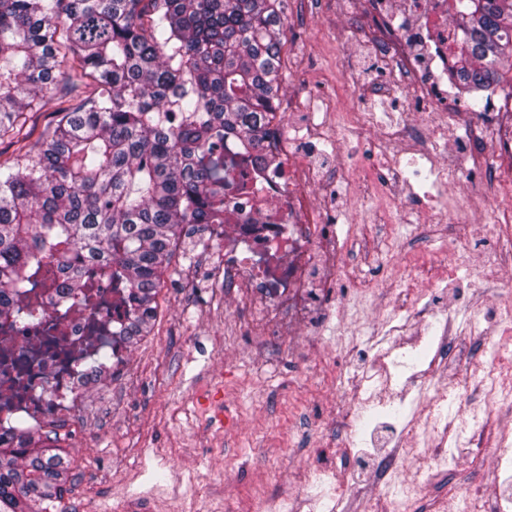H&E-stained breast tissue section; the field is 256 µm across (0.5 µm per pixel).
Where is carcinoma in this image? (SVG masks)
Masks as SVG:
<instances>
[{
    "mask_svg": "<svg viewBox=\"0 0 512 512\" xmlns=\"http://www.w3.org/2000/svg\"><path fill=\"white\" fill-rule=\"evenodd\" d=\"M284 0H0V319L56 265L128 291L131 344L148 335L185 224L224 223V144L257 155L274 133ZM451 77L485 92L512 72V0H465ZM80 77L87 95L66 87ZM54 119L29 142L26 113ZM56 440L0 442V512H68Z\"/></svg>",
    "mask_w": 512,
    "mask_h": 512,
    "instance_id": "cac0c4a2",
    "label": "carcinoma"
}]
</instances>
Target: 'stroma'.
<instances>
[{"instance_id":"1","label":"stroma","mask_w":512,"mask_h":512,"mask_svg":"<svg viewBox=\"0 0 512 512\" xmlns=\"http://www.w3.org/2000/svg\"><path fill=\"white\" fill-rule=\"evenodd\" d=\"M284 33L280 131L301 128L312 108L354 111L361 90L380 76L373 64L353 62L340 0H285ZM493 97L496 112H474L456 85L448 87V190L467 192L475 210L466 241L447 222L378 223L342 185L314 191L355 275L303 305L299 322L281 320L261 298L241 305L212 283L210 270L224 255L200 226L185 225L149 335L129 347L123 374L103 382L76 419L65 503L84 502L87 512H120L132 499L141 512H254L267 499L281 512H411L403 477L392 478L385 499L375 481L428 411L415 374L428 368L443 382L439 415L461 413L455 384L482 363L480 338L457 335L422 361H394L397 396L386 414L365 411L347 431L337 425L336 404L350 394L348 377L375 355L396 300H417L433 330L446 316L456 325L493 320V303L512 294V270L484 276L477 266L495 249L497 211L512 207V187L493 182L485 158L461 160L464 138L489 144L512 126V82ZM302 149L326 169L341 163L366 174L377 165L368 138L340 124ZM261 308L268 321L257 320ZM227 414L233 426L223 424ZM488 443L479 437L464 455L446 449L444 470L419 485L422 512H452L454 496L488 501L503 490Z\"/></svg>"}]
</instances>
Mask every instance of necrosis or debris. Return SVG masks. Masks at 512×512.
<instances>
[{"label":"necrosis or debris","instance_id":"4bbe7bcc","mask_svg":"<svg viewBox=\"0 0 512 512\" xmlns=\"http://www.w3.org/2000/svg\"><path fill=\"white\" fill-rule=\"evenodd\" d=\"M377 31L368 37L358 12H350L351 43L368 55L383 74L381 91L394 98L411 86L421 106L418 119L378 120L376 113L357 112L353 119L374 131L380 162L371 176L358 177L351 166L325 174L296 151L292 138L275 133L269 151L277 162L254 172L234 147L224 155V221L207 225V239L224 248V262L212 271L215 284L238 300L262 297L281 309L297 307L300 297L340 281L346 267L336 253H323L327 232L321 209L312 203L317 187L342 183L350 194L372 200L376 213L393 209L409 224L439 218L433 208L405 205L396 189L406 179L403 157L413 153L429 164L434 186L448 192L446 134L449 113L432 111L448 83L454 63L451 47L458 32L448 23V0H358ZM32 297L44 317L25 332L0 331V438L19 431L47 432L56 440L76 434L75 419L97 384V365L108 358L122 366L125 357L112 337L125 324L123 309L109 276L84 291L67 288L62 276L46 281ZM485 361L469 376L485 388L484 405L465 411L456 428L457 445L469 447V436L494 408L512 409V376L498 372V346L485 347Z\"/></svg>","mask_w":512,"mask_h":512}]
</instances>
